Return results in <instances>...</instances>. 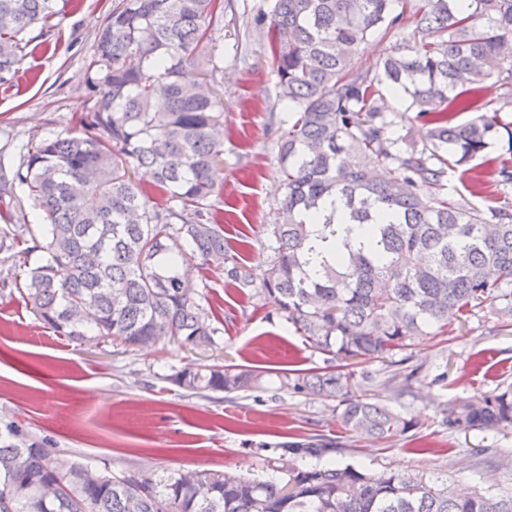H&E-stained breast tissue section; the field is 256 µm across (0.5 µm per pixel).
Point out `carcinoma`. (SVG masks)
Listing matches in <instances>:
<instances>
[{
  "mask_svg": "<svg viewBox=\"0 0 512 512\" xmlns=\"http://www.w3.org/2000/svg\"><path fill=\"white\" fill-rule=\"evenodd\" d=\"M56 0H0V80L25 49L21 35L56 14ZM224 0H119L85 66L87 107L66 135L28 140L12 181L43 223L0 228V251L25 269L13 284L36 318L72 343L88 338L144 346L167 338L191 349L218 328L180 267L185 255L224 271L229 286L257 289L336 368L288 372L292 393L342 398L344 426L385 439L415 426L361 391L381 362L412 391L420 369L407 354L450 333L486 303L512 326V203L485 208L445 191L467 166L475 194L512 188V0H276L267 30L280 99L291 117L278 135L282 222L269 229L273 258L256 276L226 249L215 220L224 171ZM413 27L412 34L404 35ZM394 41L377 72L354 63L369 37ZM206 47L200 59L196 50ZM497 78L498 106L484 100ZM427 125L406 143L384 91ZM162 98L168 110L158 112ZM465 113L473 117L463 120ZM505 153L488 156L494 141ZM142 170L167 196L154 205ZM333 209L327 210L326 205ZM343 234L332 262L309 269L312 223ZM31 237L33 245L16 250ZM40 253L33 267L29 256ZM179 386L227 394L261 376L231 365L187 367ZM450 430L512 428V384L449 403ZM336 448L320 440L282 446L277 480L198 470L166 477L110 474L98 483L14 422L0 430V512H512V491L462 492L436 472H371L352 465L300 467Z\"/></svg>",
  "mask_w": 512,
  "mask_h": 512,
  "instance_id": "cac0c4a2",
  "label": "carcinoma"
}]
</instances>
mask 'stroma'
Wrapping results in <instances>:
<instances>
[{"mask_svg":"<svg viewBox=\"0 0 512 512\" xmlns=\"http://www.w3.org/2000/svg\"><path fill=\"white\" fill-rule=\"evenodd\" d=\"M118 0H56L50 28H29L27 46L8 81L0 82V178L11 177L17 147L66 133L84 112L83 66ZM224 13V202L219 217L232 252L254 272L272 256L268 231L279 221L277 130L288 112L278 97L266 31L257 12L276 0H229ZM196 299L221 321L216 344L192 350L162 339L145 347L119 342L77 345L47 329L14 286L0 285V426L20 423L45 441L66 469L82 461L112 472L160 476L190 470L273 477L282 445L314 436L339 443L329 461L370 471L438 472L468 487L512 486V428L457 431L442 411L512 382V328H499L489 306L455 324L447 341L410 348L422 371L412 393H399L382 363L367 387L371 402L389 406L419 427L388 440L346 430L336 398L289 393L277 375L327 366L326 355L295 333L264 294L228 286L222 271L187 257ZM238 365L263 373V385L232 394H195L174 383L191 365Z\"/></svg>","mask_w":512,"mask_h":512,"instance_id":"obj_1","label":"stroma"}]
</instances>
